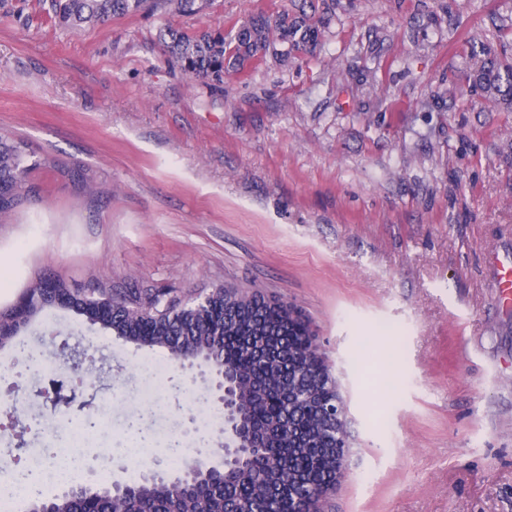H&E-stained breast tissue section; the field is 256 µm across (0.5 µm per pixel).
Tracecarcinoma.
Wrapping results in <instances>:
<instances>
[{"instance_id":"1","label":"carcinoma","mask_w":512,"mask_h":512,"mask_svg":"<svg viewBox=\"0 0 512 512\" xmlns=\"http://www.w3.org/2000/svg\"><path fill=\"white\" fill-rule=\"evenodd\" d=\"M199 0H51L50 19L69 29L110 18L163 8L191 15ZM332 16L303 9L257 14L226 34H188L167 27L171 58L184 72L221 84L243 73L253 61L271 57L310 61ZM472 89L488 101L512 105V61L486 51L473 70ZM29 154L21 142L0 138V216L26 202ZM57 307L82 322L139 348L164 350L175 364L203 358L224 366L232 386L237 419L259 448L237 461L210 467L208 476L177 482L141 475L113 490L73 485L51 498H28L26 512H320L319 501L305 502L310 486L336 488L338 434L324 419L336 402L329 366L310 350L313 332L291 304H271L258 291L217 286L186 298L144 290L111 288L75 291L63 280L49 294L36 283L0 314V349L11 344L43 310Z\"/></svg>"}]
</instances>
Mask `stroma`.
I'll use <instances>...</instances> for the list:
<instances>
[{"instance_id":"stroma-1","label":"stroma","mask_w":512,"mask_h":512,"mask_svg":"<svg viewBox=\"0 0 512 512\" xmlns=\"http://www.w3.org/2000/svg\"><path fill=\"white\" fill-rule=\"evenodd\" d=\"M49 3L0 0V134L37 162L36 196L0 220V309L43 276L261 291L309 321L353 419L322 512H512V306L491 288L512 268V110L469 93L472 47L512 57V0H334L309 65L261 60L220 86L176 67L160 28L290 0L79 31ZM45 361L70 408L41 398ZM223 423L166 352L55 308L0 349V481L33 457L46 496L216 465Z\"/></svg>"}]
</instances>
